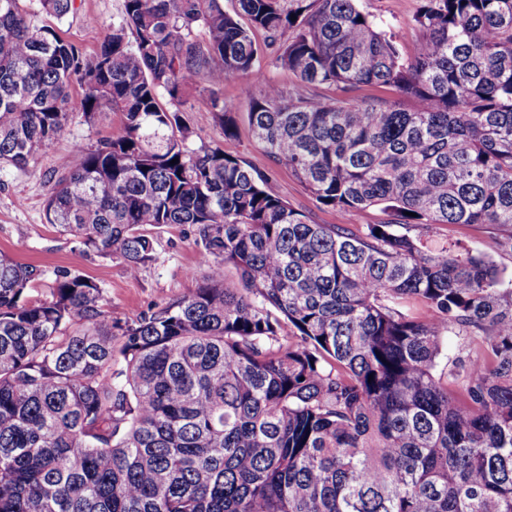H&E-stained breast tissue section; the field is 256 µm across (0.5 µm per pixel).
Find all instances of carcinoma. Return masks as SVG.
<instances>
[{
    "mask_svg": "<svg viewBox=\"0 0 512 512\" xmlns=\"http://www.w3.org/2000/svg\"><path fill=\"white\" fill-rule=\"evenodd\" d=\"M73 8L0 0V163L49 150L71 112L121 113L48 223L131 274L147 227L188 224L208 272L116 323L70 270L29 300L46 271L0 254V512H512V273L431 236L481 224L512 255V0H419L408 51L357 0H124L91 57L43 22ZM237 75L256 142L316 207L384 218L317 224L223 146L189 150L201 80L236 137ZM450 336L468 350L442 368Z\"/></svg>",
    "mask_w": 512,
    "mask_h": 512,
    "instance_id": "obj_1",
    "label": "carcinoma"
}]
</instances>
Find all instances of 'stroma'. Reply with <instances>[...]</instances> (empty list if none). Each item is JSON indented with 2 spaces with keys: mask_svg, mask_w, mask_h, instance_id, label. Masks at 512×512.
Listing matches in <instances>:
<instances>
[{
  "mask_svg": "<svg viewBox=\"0 0 512 512\" xmlns=\"http://www.w3.org/2000/svg\"><path fill=\"white\" fill-rule=\"evenodd\" d=\"M122 3L123 0H75L73 10L66 17L59 21L51 17L47 23L56 26L63 37L92 55L103 39V24L112 23L119 17ZM358 4L381 19L401 43H408L413 36V16L419 0H358ZM92 16L100 19V26L89 24L88 19ZM244 83L241 77L224 82L225 102L238 107V132L235 138L228 139L214 120L207 82H199L183 114L192 131L187 141L188 149L223 144L227 153L241 156L269 173V188L295 208L309 211L316 223H337L334 210L316 208L288 166L274 164L255 142L248 124L247 107L242 103ZM120 121L121 115L117 112H102L91 120L83 113H71L64 133L50 150L30 161L27 167L0 164V253L47 271V278L29 290V298L48 296L52 286L50 271L57 268L76 270L104 289L113 320L122 322L156 311L191 293L201 283L206 269L194 244L196 231L189 225L153 228L154 257L133 276L121 259L75 251L72 242L48 224L46 201L58 173L79 163L78 146H96Z\"/></svg>",
  "mask_w": 512,
  "mask_h": 512,
  "instance_id": "obj_1",
  "label": "stroma"
}]
</instances>
